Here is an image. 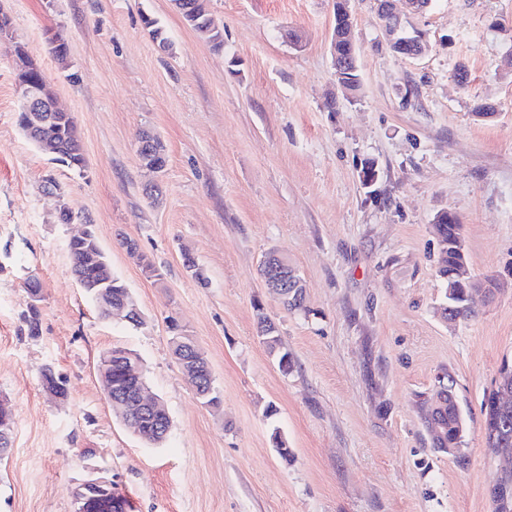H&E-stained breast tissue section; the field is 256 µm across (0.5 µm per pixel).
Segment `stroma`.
I'll list each match as a JSON object with an SVG mask.
<instances>
[{
  "label": "stroma",
  "mask_w": 512,
  "mask_h": 512,
  "mask_svg": "<svg viewBox=\"0 0 512 512\" xmlns=\"http://www.w3.org/2000/svg\"><path fill=\"white\" fill-rule=\"evenodd\" d=\"M5 8L73 114L85 164H57L24 138L0 45V396L15 421L0 512H75L71 491L94 470L131 512H492L503 463L485 446L481 404L512 362V285L476 299L474 318L443 322L433 224L459 218L475 277L512 262V0L398 6L427 46L416 58L390 49L375 0H352L354 92L333 68L334 0H207L219 52L171 0ZM51 30L69 44V67L48 49ZM480 103L493 117L476 116ZM143 128L164 146L162 172L139 160ZM64 208L73 223L60 222ZM88 226L144 326L102 316L76 282L68 243ZM122 233L160 279L127 255ZM271 252L302 276L304 311L263 288ZM33 303L36 336L23 320ZM258 304L290 372L257 336ZM172 316L204 352L219 409L201 404L173 357ZM115 346L139 354L168 409L162 445L134 437L106 400L97 365ZM47 369L66 398L44 390ZM444 373L468 426L460 459L432 448L424 423L423 396ZM276 429L291 461L275 451Z\"/></svg>",
  "instance_id": "35a3bbf8"
}]
</instances>
